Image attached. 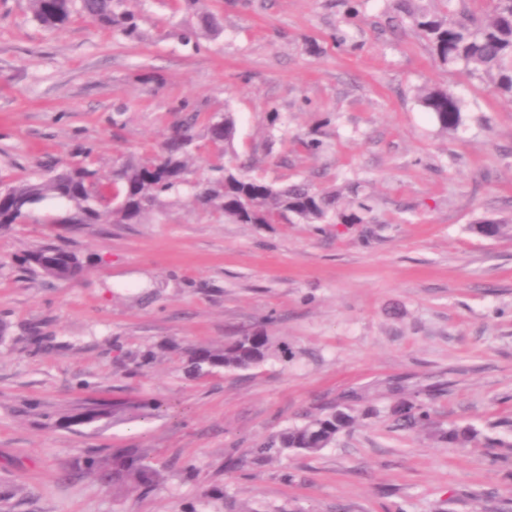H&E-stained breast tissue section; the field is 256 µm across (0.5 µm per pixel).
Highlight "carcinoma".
Instances as JSON below:
<instances>
[{
	"label": "carcinoma",
	"instance_id": "1",
	"mask_svg": "<svg viewBox=\"0 0 512 512\" xmlns=\"http://www.w3.org/2000/svg\"><path fill=\"white\" fill-rule=\"evenodd\" d=\"M443 8L430 11L416 0H390L389 22L421 37L433 60L447 72H463L486 83L493 92L512 102V0H486V11H474L470 0H442ZM31 13L46 29H58L73 17L89 18L100 27L124 36L136 25L117 0H29ZM421 106L433 114L440 131L454 132L463 124L465 98L446 87L418 89ZM204 122L211 145L224 154V162L210 167V176L191 183L189 162L196 149V126ZM234 113H200L178 121L160 150L149 157L127 156L104 175L88 166L49 169L15 183L0 185V229L24 224L43 203L53 208L43 215L48 224H142L163 205V197L182 187L192 190L198 206L234 224H276L286 219L298 224H374L370 196L358 182L344 189H317L305 179L285 187L254 176L235 152ZM19 265L51 280L68 282L84 272L78 255L53 242L18 259ZM186 373L200 376L213 368L248 370L270 359H288V349L275 345L262 329L233 336L210 346L185 349ZM357 396L348 393L336 404L305 416L298 425L254 441L248 453L228 458L225 468L267 463L290 454L312 456L330 447L339 433L357 420ZM397 422L407 429L427 425L429 407L422 402L403 404ZM80 469L112 485L122 496L150 489L164 481L162 470L145 462L142 448H114L107 455L91 454L78 462Z\"/></svg>",
	"mask_w": 512,
	"mask_h": 512
}]
</instances>
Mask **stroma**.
Instances as JSON below:
<instances>
[{
  "instance_id": "stroma-1",
  "label": "stroma",
  "mask_w": 512,
  "mask_h": 512,
  "mask_svg": "<svg viewBox=\"0 0 512 512\" xmlns=\"http://www.w3.org/2000/svg\"><path fill=\"white\" fill-rule=\"evenodd\" d=\"M123 0L133 38L58 30L0 0V180L53 163L111 171L187 113L232 110L253 176L362 181L374 224H229L170 196L142 224L0 231V512H506L512 507V102L434 62L386 0ZM214 31L197 25L201 12ZM346 34L337 43V31ZM470 104L441 133L416 89ZM281 116L269 127L267 113ZM315 135L322 151L295 146ZM53 241L86 268L56 282L18 256ZM265 328L288 361L191 377L184 350ZM156 361L138 367L140 354ZM360 417L320 454L225 471L258 437L345 392ZM431 391V423L393 407ZM144 398L163 404L144 418ZM123 402L86 420L91 404ZM468 426L459 446L442 433ZM142 448L166 480L113 496L77 458Z\"/></svg>"
}]
</instances>
